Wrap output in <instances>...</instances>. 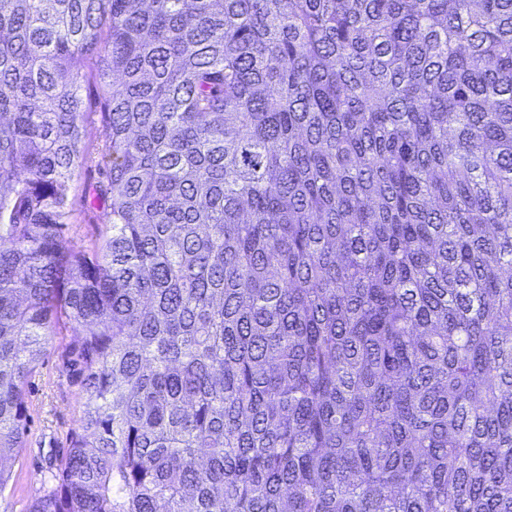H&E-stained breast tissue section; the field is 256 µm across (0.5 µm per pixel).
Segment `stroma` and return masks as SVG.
Here are the masks:
<instances>
[{
    "label": "stroma",
    "instance_id": "35a3bbf8",
    "mask_svg": "<svg viewBox=\"0 0 512 512\" xmlns=\"http://www.w3.org/2000/svg\"><path fill=\"white\" fill-rule=\"evenodd\" d=\"M28 430L23 448L8 460L11 479L0 491V512H26L43 487L52 482L57 461L67 448V435L76 428L83 399L65 358L60 337L44 346L27 391Z\"/></svg>",
    "mask_w": 512,
    "mask_h": 512
}]
</instances>
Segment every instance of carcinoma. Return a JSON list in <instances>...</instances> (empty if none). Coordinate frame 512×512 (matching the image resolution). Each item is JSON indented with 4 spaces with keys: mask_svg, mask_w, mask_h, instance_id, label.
<instances>
[{
    "mask_svg": "<svg viewBox=\"0 0 512 512\" xmlns=\"http://www.w3.org/2000/svg\"><path fill=\"white\" fill-rule=\"evenodd\" d=\"M50 336L28 512H512V0H0V491ZM77 68L78 72L83 75L81 78L82 96L89 107V112H86V130L91 139H95L101 129L95 85L90 78L89 67L84 59L77 63ZM93 157V161L80 168L74 178L73 193L79 199H84L88 194L92 195L94 192L93 186L101 179L100 172L104 167L105 160L96 151H94ZM101 213L94 212L81 214L77 218L72 230L69 232V245L75 251L89 250L99 239V232L102 230ZM29 414L24 447L8 460L11 479L0 493V512H26L43 487L52 483L58 458L67 448V434L83 411L80 386L71 375L65 344L50 336L37 361L27 391Z\"/></svg>",
    "mask_w": 512,
    "mask_h": 512,
    "instance_id": "cac0c4a2",
    "label": "carcinoma"
}]
</instances>
